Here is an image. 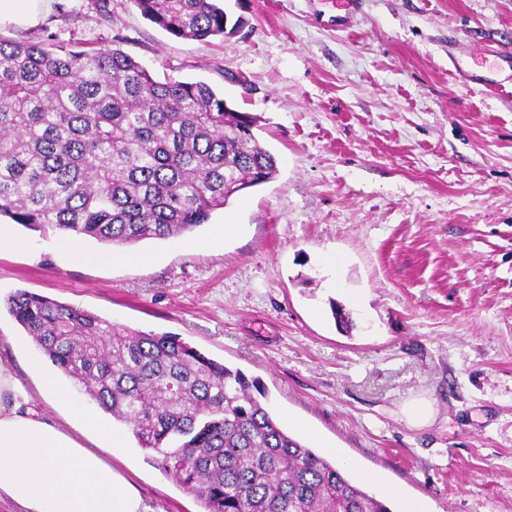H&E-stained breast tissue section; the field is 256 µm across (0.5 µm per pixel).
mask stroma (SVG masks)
<instances>
[{"label":"stroma","mask_w":512,"mask_h":512,"mask_svg":"<svg viewBox=\"0 0 512 512\" xmlns=\"http://www.w3.org/2000/svg\"><path fill=\"white\" fill-rule=\"evenodd\" d=\"M236 33L173 37L132 0H56L0 38L118 48L158 80L208 83L258 118L270 182L134 263L0 219V364L45 418L50 361L6 308L22 289L171 332L268 392L282 424L396 512H512V0H224ZM234 232H225V225ZM339 257L340 268L325 259ZM352 320L341 330L331 304ZM432 408L423 421L410 402ZM122 444L103 458L153 512H200Z\"/></svg>","instance_id":"35a3bbf8"}]
</instances>
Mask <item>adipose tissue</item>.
<instances>
[{
	"label": "adipose tissue",
	"instance_id": "ef3b65f1",
	"mask_svg": "<svg viewBox=\"0 0 512 512\" xmlns=\"http://www.w3.org/2000/svg\"><path fill=\"white\" fill-rule=\"evenodd\" d=\"M54 0H0V27L36 26ZM24 512H151L93 450L28 405L0 367V496Z\"/></svg>",
	"mask_w": 512,
	"mask_h": 512
}]
</instances>
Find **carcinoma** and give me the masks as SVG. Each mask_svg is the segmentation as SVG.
I'll return each mask as SVG.
<instances>
[{
  "mask_svg": "<svg viewBox=\"0 0 512 512\" xmlns=\"http://www.w3.org/2000/svg\"><path fill=\"white\" fill-rule=\"evenodd\" d=\"M174 37L224 35L223 0H133ZM255 118L202 81L155 80L120 49L0 39V216L109 246L165 240L277 174ZM41 353L189 492L202 512H392L288 432L239 369L18 290Z\"/></svg>",
  "mask_w": 512,
  "mask_h": 512,
  "instance_id": "1",
  "label": "carcinoma"
}]
</instances>
